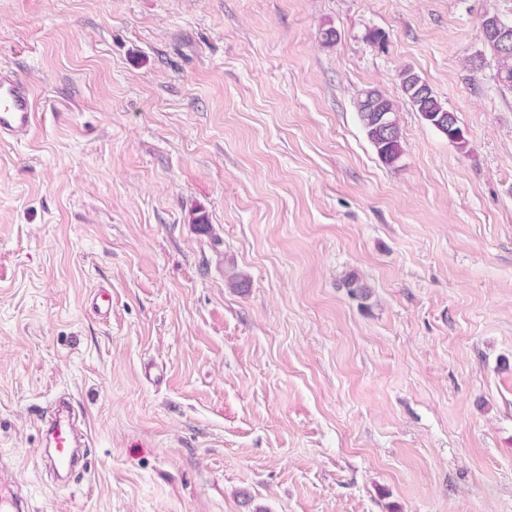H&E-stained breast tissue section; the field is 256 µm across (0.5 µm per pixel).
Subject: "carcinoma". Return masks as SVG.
<instances>
[{"label":"carcinoma","mask_w":512,"mask_h":512,"mask_svg":"<svg viewBox=\"0 0 512 512\" xmlns=\"http://www.w3.org/2000/svg\"><path fill=\"white\" fill-rule=\"evenodd\" d=\"M484 44L497 61L495 79L502 90L512 91V54L498 44L492 34H487ZM403 95L420 114L425 125L448 137L463 150L468 141L456 115L445 109L430 85L411 68L400 72ZM359 120L382 162L391 165L402 154L401 131L396 120V108L392 100L377 89L363 91L356 102Z\"/></svg>","instance_id":"cac0c4a2"}]
</instances>
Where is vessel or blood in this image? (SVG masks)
<instances>
[{"label":"vessel or blood","instance_id":"b4317fda","mask_svg":"<svg viewBox=\"0 0 512 512\" xmlns=\"http://www.w3.org/2000/svg\"><path fill=\"white\" fill-rule=\"evenodd\" d=\"M36 121L32 89L16 72L0 68V141L26 138ZM41 421L46 428L43 453L49 467L58 472L70 470L77 462L82 446L70 402L57 401L43 414Z\"/></svg>","mask_w":512,"mask_h":512}]
</instances>
